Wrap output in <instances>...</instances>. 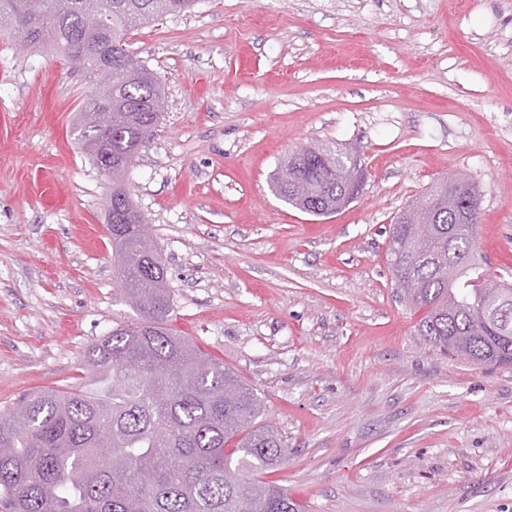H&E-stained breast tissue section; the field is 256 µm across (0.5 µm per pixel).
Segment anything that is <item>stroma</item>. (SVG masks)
<instances>
[{
  "label": "stroma",
  "instance_id": "35a3bbf8",
  "mask_svg": "<svg viewBox=\"0 0 512 512\" xmlns=\"http://www.w3.org/2000/svg\"><path fill=\"white\" fill-rule=\"evenodd\" d=\"M131 49L165 108L124 188L167 268L168 326L238 374L288 448L265 481L306 512H512V366L442 354L386 261L435 181L480 194L478 254L512 282V0H196ZM91 84L0 37V413L84 381L135 322L112 178L76 134ZM356 151L358 199L271 190L307 144Z\"/></svg>",
  "mask_w": 512,
  "mask_h": 512
}]
</instances>
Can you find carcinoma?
Segmentation results:
<instances>
[{
	"label": "carcinoma",
	"mask_w": 512,
	"mask_h": 512,
	"mask_svg": "<svg viewBox=\"0 0 512 512\" xmlns=\"http://www.w3.org/2000/svg\"><path fill=\"white\" fill-rule=\"evenodd\" d=\"M194 0H0V15H42L39 28L0 22V33L30 48L63 51L84 38L100 39L112 58L111 86L101 88L99 62L85 56L84 77L94 89L81 107L78 135L98 144L93 161L112 162V259L124 301L139 321L112 330L84 351L86 384L26 396L0 414V512H302L286 489L256 475L288 453L278 433L257 419L259 400L238 376L167 321L173 306L162 258L145 247L142 223L122 178L145 135L164 110L162 86L128 50L129 35L157 17L183 12ZM112 108V125L88 122L96 104ZM305 152L288 158L272 191L315 216L327 215L343 190L336 163ZM479 197L473 183L433 184L422 200L434 213L422 224L391 226L387 260L397 286L424 311L418 331L448 354L463 350L472 362L512 365V321L495 318L512 306V286L481 270L474 229ZM421 239L412 261L396 251ZM144 473L152 482L129 489Z\"/></svg>",
	"instance_id": "1"
}]
</instances>
